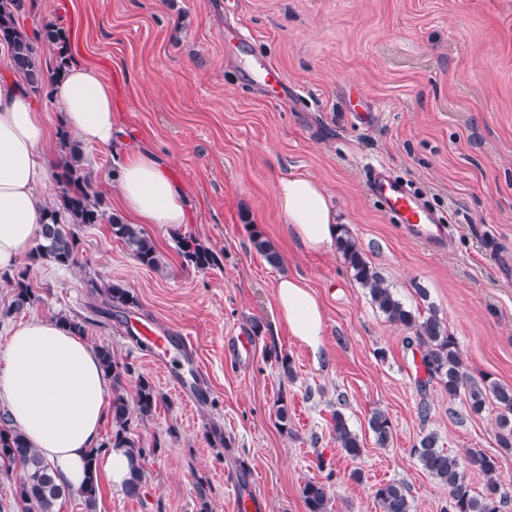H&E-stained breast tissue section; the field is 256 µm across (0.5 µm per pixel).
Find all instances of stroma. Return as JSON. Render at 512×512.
<instances>
[{"label": "stroma", "mask_w": 512, "mask_h": 512, "mask_svg": "<svg viewBox=\"0 0 512 512\" xmlns=\"http://www.w3.org/2000/svg\"><path fill=\"white\" fill-rule=\"evenodd\" d=\"M27 32L57 29L70 58L99 71L112 92L120 141L85 146L106 212L117 209L113 180L128 146L160 158L185 193L188 223L146 225L165 267L140 266L108 225L80 232L81 267L30 263L41 296L7 314L0 279V349L18 321L87 316L88 277L124 284L139 300L126 318L89 326L91 346H110L164 395L134 433L146 457L139 497L103 490L98 512H234L228 481L247 465L264 512H305L307 479L330 478L333 512H380L376 484L403 483L415 512H444L448 490L411 449L424 430L450 452L498 456L496 478L512 501V452L495 440L499 410L488 405L456 423L464 398L449 399L425 376L409 331L387 321L336 248L305 249L289 237L275 193L302 173L331 197L339 228L409 308L436 311L455 337L471 380L512 386V0H25ZM272 61L288 83L273 101L251 87L234 39ZM384 167L447 227L420 239L394 223L367 189ZM261 229L278 250L272 266L250 243ZM217 253L198 270L180 256L177 235ZM302 278L324 311V356L290 335L275 304L281 274ZM152 323L167 352L141 344L129 327ZM252 337L230 361L232 337ZM190 337L192 352L181 339ZM292 361L288 380L281 357ZM288 403L280 426L278 400ZM427 403L428 418L418 407ZM387 412L393 439L377 445L368 427ZM342 411L363 443L342 455L330 432ZM218 424L232 456L212 448ZM360 471L361 481L350 474Z\"/></svg>", "instance_id": "1"}]
</instances>
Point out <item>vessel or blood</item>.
Masks as SVG:
<instances>
[{"label":"vessel or blood","mask_w":512,"mask_h":512,"mask_svg":"<svg viewBox=\"0 0 512 512\" xmlns=\"http://www.w3.org/2000/svg\"><path fill=\"white\" fill-rule=\"evenodd\" d=\"M250 83L281 98L287 95L288 85L280 70L268 60L255 56L248 63ZM370 192L380 199L396 223L406 225L415 236L430 235L444 238L446 227L426 210L407 189L387 171H372Z\"/></svg>","instance_id":"vessel-or-blood-1"}]
</instances>
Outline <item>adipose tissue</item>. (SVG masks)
Instances as JSON below:
<instances>
[{"mask_svg": "<svg viewBox=\"0 0 512 512\" xmlns=\"http://www.w3.org/2000/svg\"><path fill=\"white\" fill-rule=\"evenodd\" d=\"M48 82L64 124L86 144L112 147V93L101 74L74 62ZM48 138L43 114L23 82L0 84V274L15 267L21 250L41 230L44 190L54 164L44 149ZM117 186L125 220L187 223L184 193L152 153L128 148ZM276 197L289 234L304 246L321 251L336 238V212L317 180L304 174L280 179ZM275 305L290 335L321 356L323 313L303 279L280 277ZM110 392L95 350L59 321L18 323L0 352V397L10 423L51 463L59 485L76 490L85 483L87 455L98 447L110 417Z\"/></svg>", "mask_w": 512, "mask_h": 512, "instance_id": "1", "label": "adipose tissue"}]
</instances>
